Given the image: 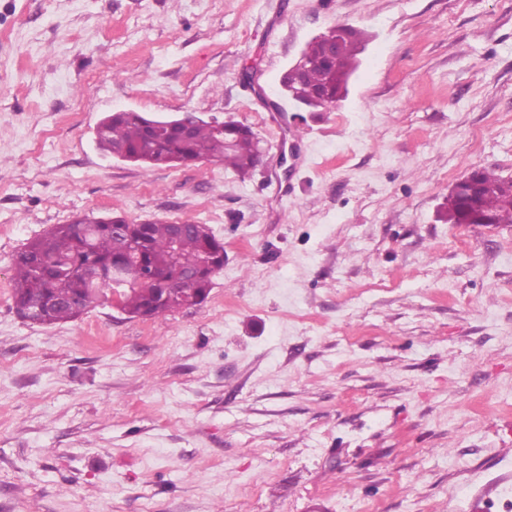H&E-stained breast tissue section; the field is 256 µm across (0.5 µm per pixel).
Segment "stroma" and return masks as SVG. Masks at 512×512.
Returning <instances> with one entry per match:
<instances>
[{
	"label": "stroma",
	"instance_id": "1",
	"mask_svg": "<svg viewBox=\"0 0 512 512\" xmlns=\"http://www.w3.org/2000/svg\"><path fill=\"white\" fill-rule=\"evenodd\" d=\"M339 24L349 93L280 79ZM250 126L263 154L146 169L109 113ZM512 178V0H0V512H501L512 500V224L448 220ZM209 225L200 305L52 326L12 260L75 216ZM341 26H336L317 37L318 48L325 47L328 50L332 47L335 50L333 57L329 58V67L314 63L300 70L298 74L288 73V69L301 68L307 61L309 47L316 40L314 37L306 44L298 59L285 71L288 76L282 75L281 84L287 86L284 90L285 95L308 112H319L327 108L329 110V107L340 102L336 101V98L343 100L348 94L350 80L360 66L359 55L364 49L363 34L347 25L336 33V29Z\"/></svg>",
	"mask_w": 512,
	"mask_h": 512
}]
</instances>
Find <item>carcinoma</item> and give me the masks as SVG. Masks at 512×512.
Returning <instances> with one entry per match:
<instances>
[{
  "mask_svg": "<svg viewBox=\"0 0 512 512\" xmlns=\"http://www.w3.org/2000/svg\"><path fill=\"white\" fill-rule=\"evenodd\" d=\"M317 46L334 48L337 57L329 59V66L318 63L326 58V53L314 51L316 63L281 78V84L287 86L285 95L308 112L327 109L347 96L350 80L360 66L364 37L361 31L346 25L320 34ZM185 117L191 123L186 135L168 118L134 111L113 112L104 118L96 144L106 155L122 150L128 161L151 168L217 161L243 178L256 169L259 157L256 134L251 127L228 121L220 129L214 122L191 112ZM476 175L481 183L496 186L498 190L480 195L472 206L448 200V220L458 224L474 212L497 224H512V191L503 188L506 179L486 169L476 170ZM114 224L126 225V234L114 235ZM142 231L146 235V248L141 259L153 268L155 279L143 280L137 273H129L118 288L122 309L132 318L143 315L161 288L169 289V301L160 309H152L154 317L202 303L212 286L209 272L204 271L189 285L180 286L173 280L171 267L175 261L197 267L208 254L224 261V243L208 225H200L174 247L168 221L135 223L120 214L91 213L78 216L69 224L53 225L16 252L12 277L15 313L40 300L37 324L51 325L77 318L100 298L112 293L110 281L89 283L87 278L100 269L110 272L114 265L128 268L135 264L138 236Z\"/></svg>",
  "mask_w": 512,
  "mask_h": 512,
  "instance_id": "1",
  "label": "carcinoma"
}]
</instances>
